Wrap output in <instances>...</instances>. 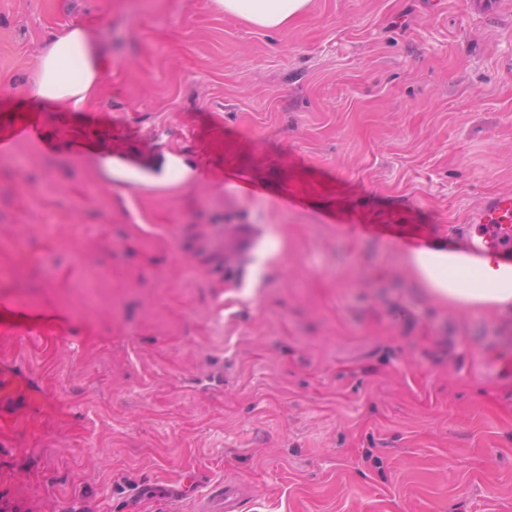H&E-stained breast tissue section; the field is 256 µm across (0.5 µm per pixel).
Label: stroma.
I'll return each mask as SVG.
<instances>
[{"label": "stroma", "mask_w": 512, "mask_h": 512, "mask_svg": "<svg viewBox=\"0 0 512 512\" xmlns=\"http://www.w3.org/2000/svg\"><path fill=\"white\" fill-rule=\"evenodd\" d=\"M76 21L112 55L96 150L0 159V512H199L227 479L241 512H512V318L359 230L512 194V0H311L285 30L0 0V107ZM173 156L211 178L160 181Z\"/></svg>", "instance_id": "1"}]
</instances>
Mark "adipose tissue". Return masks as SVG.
Listing matches in <instances>:
<instances>
[{
	"instance_id": "adipose-tissue-1",
	"label": "adipose tissue",
	"mask_w": 512,
	"mask_h": 512,
	"mask_svg": "<svg viewBox=\"0 0 512 512\" xmlns=\"http://www.w3.org/2000/svg\"><path fill=\"white\" fill-rule=\"evenodd\" d=\"M227 15L245 19L262 29L286 28L310 0H213ZM78 63V78L65 70ZM110 58L94 31L71 23L50 32L43 40L34 75L29 83L32 103L47 111L83 112L99 98L103 74ZM409 264L420 288L454 308L480 309L493 315L512 313V258H475L465 247L434 238L415 249Z\"/></svg>"
}]
</instances>
